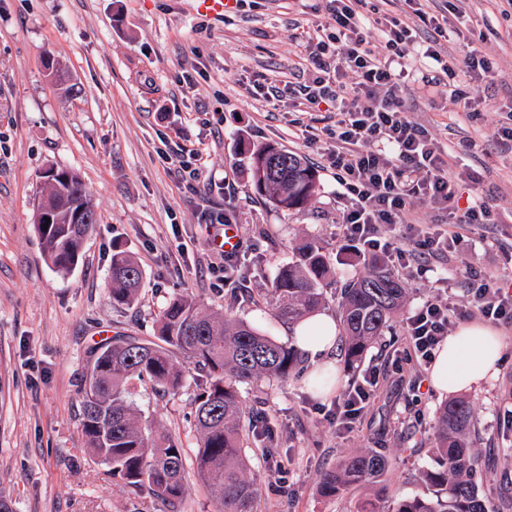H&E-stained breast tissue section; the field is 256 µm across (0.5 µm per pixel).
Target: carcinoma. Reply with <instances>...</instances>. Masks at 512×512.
Listing matches in <instances>:
<instances>
[{"label": "carcinoma", "mask_w": 512, "mask_h": 512, "mask_svg": "<svg viewBox=\"0 0 512 512\" xmlns=\"http://www.w3.org/2000/svg\"><path fill=\"white\" fill-rule=\"evenodd\" d=\"M248 170L255 192L278 208L300 209L315 195V170L298 153L274 143L247 148ZM70 182H47L46 199L61 208L87 207L97 218L79 175ZM46 256L59 272L72 271L81 256L83 236L70 224L39 229ZM325 256L306 245L297 261L282 267L268 293L278 319L295 324L317 311L321 288L329 276ZM142 271L128 254L112 255L108 281L112 303L130 305L137 298ZM406 288L392 272L375 268L340 289L337 314L345 336V352L356 362L392 330ZM155 336L118 334L93 350L81 383L82 434L95 462L108 468L136 493L145 492L164 507L182 512L188 486L187 465L208 483L215 512H255L261 490L247 475L248 456L241 430L244 412L240 387L260 377L285 380L295 369L297 351L275 342L250 323L209 311L190 295H177L155 319ZM204 378L195 396L198 448L192 456L163 426L142 414L133 396L136 383L149 381L164 392L177 393L187 374ZM473 409L464 399L440 409L431 454L436 466L421 473L429 495L402 501L395 512H507L512 501L483 486L471 438ZM385 453L362 449L323 471L318 490L334 498L352 487L382 486L388 469Z\"/></svg>", "instance_id": "obj_1"}]
</instances>
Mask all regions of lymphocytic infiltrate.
<instances>
[{
  "label": "lymphocytic infiltrate",
  "mask_w": 512,
  "mask_h": 512,
  "mask_svg": "<svg viewBox=\"0 0 512 512\" xmlns=\"http://www.w3.org/2000/svg\"><path fill=\"white\" fill-rule=\"evenodd\" d=\"M324 16L302 30L300 42L310 78L300 85L267 84L256 76L251 95L275 103L289 96L299 105L329 114L326 129L332 139L328 164L339 187V233L347 241L369 251L385 252L394 268L412 273L419 257L449 251L463 234L489 223L485 202L466 210L455 204L458 174L427 131L407 116L401 92L413 74L415 62L436 65L448 76L466 72L470 85L452 89L456 111L476 115L479 83L491 80L490 65L477 49L459 57H443L441 39L474 34L473 25L459 27L464 17L459 6L449 12H425L419 0H403L405 13L433 30V38L421 40L418 27L401 18L380 15L367 18L366 0H322ZM445 211L446 233H415L412 199ZM471 312L493 320L512 319V279L484 278L470 293ZM447 279H439L434 294L413 309L402 323L403 348L391 354L395 368L411 366L422 372L435 354L455 317ZM378 385L376 369H367L360 382L349 387L330 414L337 433L353 431Z\"/></svg>",
  "instance_id": "obj_1"
}]
</instances>
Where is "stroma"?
Masks as SVG:
<instances>
[{
	"label": "stroma",
	"instance_id": "1",
	"mask_svg": "<svg viewBox=\"0 0 512 512\" xmlns=\"http://www.w3.org/2000/svg\"><path fill=\"white\" fill-rule=\"evenodd\" d=\"M481 32L477 46L496 71L480 89L477 117L454 113L447 85L423 65L403 90L409 116L451 152L468 176L459 206L488 198L494 223L467 234L447 258L457 306H466L472 275L512 268V142L497 131L512 105V5L463 0ZM319 0H246L226 16L196 11L192 0H0V491L15 512H160L135 495L86 448L80 383L91 352L112 336H150L158 311L189 293L208 308L246 320L285 343V322L261 295L301 246L316 244L333 275L323 286L324 311L335 312L342 285L367 274L370 256L337 235V184L326 156L305 143L287 104L272 108L247 93L254 75L302 82L308 71L296 22L317 19ZM65 72L57 78L47 60ZM474 148L462 153L464 142ZM275 142L303 155L318 190L302 209L286 210L255 195L240 150ZM190 151L203 169L197 190L185 188L161 153ZM67 168L82 179L98 214L70 273L48 263L36 230L45 173ZM228 214L244 246L237 262L246 290L214 288L210 266L220 257L204 215ZM185 252H177L176 242ZM142 270L137 300L112 303L108 277L114 249ZM360 361L337 354L338 385L310 390L313 367L302 357L287 381L261 378L243 386V426L252 449L248 474L261 486L259 512H353L363 491L328 499L321 473L346 455L379 448L390 461L379 505L391 512L424 495L433 427L445 402L430 385L413 391L412 369L387 359L401 346V320ZM504 340L490 387L467 393L483 476L512 499V322H493ZM369 366L379 384L355 432L340 437L329 420L337 397ZM195 377L177 394L137 386V406L161 422L183 447L196 448ZM286 471L276 475V463Z\"/></svg>",
	"mask_w": 512,
	"mask_h": 512
}]
</instances>
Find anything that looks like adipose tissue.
I'll return each instance as SVG.
<instances>
[{"instance_id": "obj_1", "label": "adipose tissue", "mask_w": 512, "mask_h": 512, "mask_svg": "<svg viewBox=\"0 0 512 512\" xmlns=\"http://www.w3.org/2000/svg\"><path fill=\"white\" fill-rule=\"evenodd\" d=\"M339 328L335 318L316 312L295 324L291 344L315 366L336 369L334 358ZM504 349L502 337L491 327L472 322L460 326L443 341L430 370L432 388L444 394L476 391L497 375Z\"/></svg>"}]
</instances>
